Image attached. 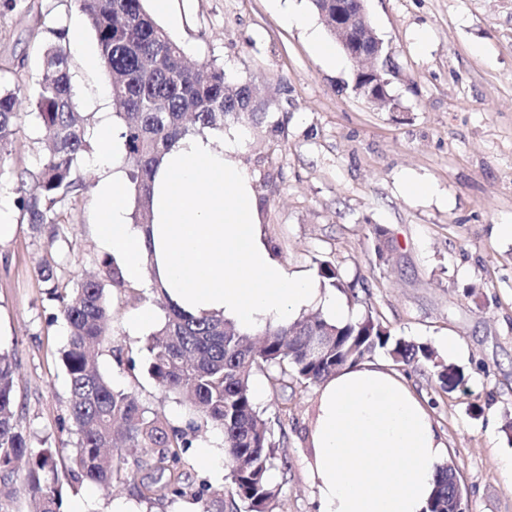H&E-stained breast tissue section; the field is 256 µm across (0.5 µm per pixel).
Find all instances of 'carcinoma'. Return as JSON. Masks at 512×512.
I'll return each instance as SVG.
<instances>
[{"label": "carcinoma", "instance_id": "cac0c4a2", "mask_svg": "<svg viewBox=\"0 0 512 512\" xmlns=\"http://www.w3.org/2000/svg\"><path fill=\"white\" fill-rule=\"evenodd\" d=\"M74 2L94 31L122 120L135 219L148 224L152 179L162 155L176 140L222 130L230 122H258L265 112L252 83L229 79L214 63L190 66L182 47L144 8V0ZM311 3L337 44L361 40L367 48L374 47L377 34L372 25L344 34L336 29L334 10L326 0ZM42 58V74L30 96L21 78L24 61L5 66L16 79L0 83V176L21 132L17 107L26 96L49 152L38 170L18 177V204L31 230L48 233L50 243L60 248L66 237L55 223L57 210L79 190L75 172L92 142L89 118L76 106L65 50L48 41ZM29 180L34 183L31 193L25 189ZM318 274L330 286L344 287L332 262H320ZM38 276L59 288L56 266L41 265ZM108 286L133 300L145 299L144 290L124 278L113 257L100 261L96 277L82 279L72 289L59 288L60 313L69 331L61 360L69 381L67 422L75 436L73 448L35 452L29 447L18 424L13 361L0 353V483L8 484L16 463L26 461L31 512H59L65 481L128 482L146 502L190 498L203 503V512H224V499L212 510L206 502L210 487L194 482L183 469L184 449L192 447V436L208 426L224 436L231 499L245 512H274L280 490L269 473L279 444L253 399L251 376L256 369L266 373L278 392L320 384L341 368L382 353L396 364L430 365L445 385L463 381V373L445 364L430 345L392 335L370 312L344 324L312 315L269 325L255 343L252 333L221 314L193 317L168 305L164 324L147 338L148 373L164 396L186 403L198 415L200 423L182 429L145 408L134 393L114 388L101 373L95 350L111 317ZM454 486L455 473L448 465L441 466L430 512H448Z\"/></svg>", "mask_w": 512, "mask_h": 512}]
</instances>
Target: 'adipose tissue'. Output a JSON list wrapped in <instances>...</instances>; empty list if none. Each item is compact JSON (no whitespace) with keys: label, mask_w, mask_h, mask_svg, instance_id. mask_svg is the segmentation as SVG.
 <instances>
[{"label":"adipose tissue","mask_w":512,"mask_h":512,"mask_svg":"<svg viewBox=\"0 0 512 512\" xmlns=\"http://www.w3.org/2000/svg\"><path fill=\"white\" fill-rule=\"evenodd\" d=\"M243 132L188 135L163 155L152 181V221L127 218L125 153L101 123L96 157L113 163L96 188L97 233L131 282L149 279L186 314H223L256 331L309 309L342 319V304L311 274L289 275L257 217L238 154ZM318 512H428L446 447L426 408L394 374L348 366L319 389L311 433Z\"/></svg>","instance_id":"1"}]
</instances>
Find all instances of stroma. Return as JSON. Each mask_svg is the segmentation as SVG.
<instances>
[{
    "label": "stroma",
    "instance_id": "1",
    "mask_svg": "<svg viewBox=\"0 0 512 512\" xmlns=\"http://www.w3.org/2000/svg\"><path fill=\"white\" fill-rule=\"evenodd\" d=\"M370 20L396 64L388 91L398 108L380 109L353 89L355 66L338 53L329 65L306 34L287 26L268 0H174L177 24L166 32L194 62H215L236 81L265 86L269 114L284 122L274 136L266 124H241L240 160L253 178L259 220L288 273L338 266L354 292L338 291L350 320L365 313L403 336L442 350L464 385L441 384L423 363H375L403 378L426 404L460 479L467 512H512V477L497 458L512 454L503 431L512 419V0H367ZM67 29L62 45L80 111L91 127L120 128L103 69L87 68L75 45L94 32L72 0H18L0 7V64L26 62L35 86L38 42L51 28ZM27 103L18 107L20 136L0 176V208L16 231L0 241V351L16 361V409L32 449L72 443L68 380L61 362L67 326L37 268L57 261L61 285L74 287L107 250L97 238L95 192L104 167L84 156L85 187L59 216L72 244L68 257L50 250L20 211L18 174L39 168L45 146ZM431 185L412 195L407 180ZM389 246L375 252V228ZM112 309L101 372L146 407L184 428L193 411L163 398L147 372L146 333L131 327L141 305L164 315L155 296L139 303L109 291ZM255 401L278 441L270 472L279 486L277 512H317L310 434L319 388L274 393L263 372L253 374ZM481 414H473V406ZM129 485L105 489L86 482L62 487L60 512L85 501L88 512H112L133 499Z\"/></svg>",
    "mask_w": 512,
    "mask_h": 512
}]
</instances>
